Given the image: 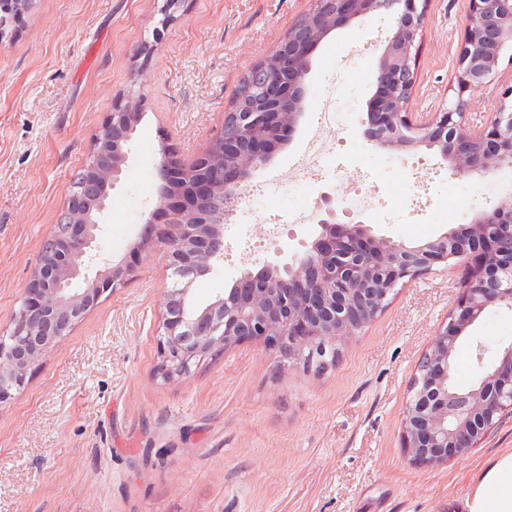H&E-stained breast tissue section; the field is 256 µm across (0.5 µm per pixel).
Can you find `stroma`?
I'll return each instance as SVG.
<instances>
[{"label": "stroma", "mask_w": 512, "mask_h": 512, "mask_svg": "<svg viewBox=\"0 0 512 512\" xmlns=\"http://www.w3.org/2000/svg\"><path fill=\"white\" fill-rule=\"evenodd\" d=\"M35 0L0 36V332L10 328L44 238L74 175L116 104L142 96L141 120L112 190L102 244L134 276L104 295L45 356L24 389L0 405V512H466L483 470L512 451V414L470 454L428 470L401 445L417 364L446 322L461 271L441 264L408 281L385 309L315 373L253 340L197 360L172 382L156 372L167 250L132 244L154 206L163 149L195 160L224 124L243 73L269 55L311 0ZM409 109L438 112L458 98L455 58L469 0H427ZM395 29L391 13L330 33L315 49L308 107L290 142L238 192L248 202L270 175L291 174L305 144L372 181L307 182L280 208L307 205L302 224L269 233L263 211L248 224L257 248L224 259L193 284L206 306L244 270L301 255L319 232L323 195L351 208L343 222L405 243L436 238L497 204L512 174L452 172L438 151L377 152L364 136L373 70ZM350 73L341 108L350 122L319 128L317 107L340 66ZM512 86V58L469 96L470 123L486 121ZM512 343V311L490 309L454 355V383Z\"/></svg>", "instance_id": "1"}]
</instances>
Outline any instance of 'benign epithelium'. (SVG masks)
Wrapping results in <instances>:
<instances>
[{
    "label": "benign epithelium",
    "mask_w": 512,
    "mask_h": 512,
    "mask_svg": "<svg viewBox=\"0 0 512 512\" xmlns=\"http://www.w3.org/2000/svg\"><path fill=\"white\" fill-rule=\"evenodd\" d=\"M383 10L397 13L393 35L380 52L364 135L379 151L427 146L456 172L512 169V88L504 92L483 127L466 123L461 98L430 117L407 111L414 86L417 37L427 20L426 0H314L275 49L259 62L261 80L251 99H235L225 116L237 139L224 131L188 164L170 150L158 168L166 186L135 249L156 237L178 274L166 291L157 374L172 381L192 363L240 342L263 338L307 370L337 362L341 347L386 306L395 288L450 259L466 263L456 307L438 329L416 369L406 400L402 448L419 468H434L474 450L506 412H512V342L501 347L466 389L452 381L459 339L486 311L512 310V189L471 223L434 239L406 245L377 236L362 224L339 221L336 198L322 200L321 231L302 255L285 264L267 261L240 275L230 290L204 308L193 281L224 258V206L250 176L287 142L304 112L314 49L336 28ZM512 50V0H470L456 57L459 92L483 87ZM141 117L140 105L111 112L92 143L83 176L92 194L77 201L72 188L63 215L67 235L50 254L40 253L12 326L0 336V404L22 389L46 353L69 335L102 296L125 286L131 267L104 252V215L109 191L119 183L127 146ZM96 267L86 287L73 281Z\"/></svg>",
    "instance_id": "7a95c632"
}]
</instances>
